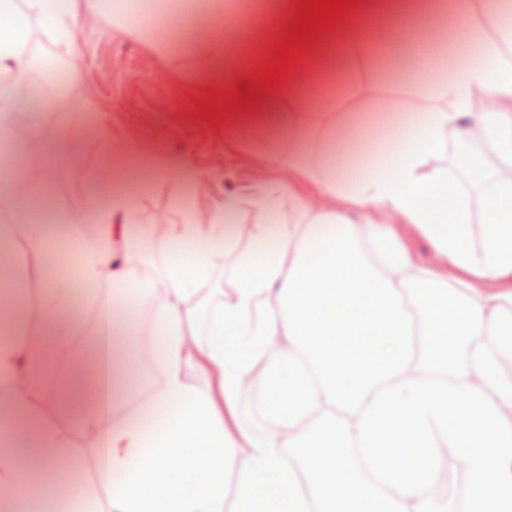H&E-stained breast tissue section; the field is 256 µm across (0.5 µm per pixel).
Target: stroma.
I'll return each mask as SVG.
<instances>
[{
	"label": "stroma",
	"instance_id": "35a3bbf8",
	"mask_svg": "<svg viewBox=\"0 0 512 512\" xmlns=\"http://www.w3.org/2000/svg\"><path fill=\"white\" fill-rule=\"evenodd\" d=\"M401 29L387 27L369 32L371 53L378 64L369 78L381 96H400L411 78L402 53L391 45L402 42ZM82 49L81 77L93 99L97 121L73 104L66 87L35 74L37 92L16 114L18 125L37 123V138L8 146V155L23 157L27 182H35L48 151L63 133L74 132L81 144L62 160L65 175L46 189L54 211L81 215V240H95L100 227L93 218L92 196L82 185L69 181L68 171L86 170L106 162L128 176L136 208L131 224L136 231L158 230L160 223L182 224L194 213L221 206L225 192L243 183L267 176L266 155L287 141V120L258 119L229 133L224 126H211L197 119L189 104L187 74L200 69L201 59L172 60L139 40L129 29L111 21L93 18L76 32ZM200 181L189 192L184 173ZM294 213L280 210L265 217L249 203H242L224 222V274H231L240 252L248 249L247 238L238 236L241 226L266 223L268 239L277 242V230L292 223ZM91 501L97 512H109L108 494L95 473L77 478L75 465L61 466L50 483L32 489L30 512L41 504L55 502L58 512H68L73 493Z\"/></svg>",
	"mask_w": 512,
	"mask_h": 512
}]
</instances>
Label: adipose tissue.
<instances>
[{"mask_svg":"<svg viewBox=\"0 0 512 512\" xmlns=\"http://www.w3.org/2000/svg\"><path fill=\"white\" fill-rule=\"evenodd\" d=\"M299 0H261L248 20L222 22V0H150L139 12L135 0H0V140L31 139L34 128H17L12 117L22 104L13 86L29 83L22 59L29 53L32 23L55 43H70L85 16L107 17L132 26L137 36L176 60L195 56L205 68L190 77L196 90L213 89L220 101L244 79L257 78L274 57ZM466 14L461 47L433 83H413L406 104L381 100L369 83H350L345 96L329 88L348 71L373 69L368 32L379 22L415 16L420 26L447 12ZM322 93L319 121L308 117V101ZM401 121L393 136L353 152L345 167L327 166L320 146L358 124L374 105ZM257 111L240 119L287 114L291 141L268 155L280 176L272 184L238 187L223 206L196 215L162 234L137 236L129 220L135 199L120 176L80 177L96 199L102 239L92 262L80 263L77 281L34 270L0 275V298L12 314L11 331L0 338V512H25L30 490L15 456L31 457L53 474L70 455L65 419L94 437L95 472L106 487L109 512H223L224 464L240 458L237 512H316L305 476L283 449L305 431L315 413L290 427L270 426L263 438L230 427L245 389H257L270 359L295 353L286 335L278 296L295 259L307 244L326 242L330 231L352 227L362 253L403 296L413 318V359L405 381L424 376L469 384L497 409L512 406V379L502 374L512 360V28L496 0H432L415 11L413 0H361L342 20L311 40L286 82L260 95ZM480 144L490 160L472 165L470 192L438 160L449 148ZM308 186L319 202L300 192ZM262 214L289 207L292 224L279 229L278 244L266 242L267 227L248 228L250 249L239 254L231 277L218 268L224 256V216L242 202ZM484 229L472 241L473 220ZM409 224L442 261L433 267L416 257L397 235ZM157 251L167 259L163 276L144 282L129 256ZM457 270L456 278L442 266ZM108 283L113 296L154 301L153 344L135 353L144 366L158 367L150 410L140 418L119 415L130 383L112 328L111 298L97 300L89 346L69 347L81 325L63 312L73 286ZM206 310V337L191 338L187 324ZM196 363L217 377L216 395L189 386L183 375Z\"/></svg>","mask_w":512,"mask_h":512,"instance_id":"adipose-tissue-1","label":"adipose tissue"}]
</instances>
